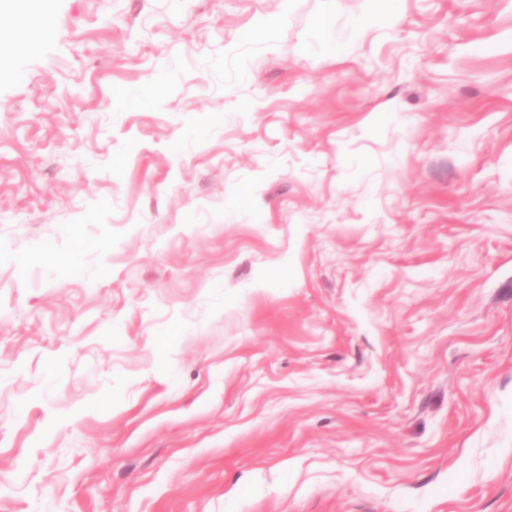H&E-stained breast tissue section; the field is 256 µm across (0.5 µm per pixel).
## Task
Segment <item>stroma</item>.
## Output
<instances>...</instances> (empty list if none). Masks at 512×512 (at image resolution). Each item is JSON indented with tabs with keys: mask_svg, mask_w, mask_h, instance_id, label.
Listing matches in <instances>:
<instances>
[{
	"mask_svg": "<svg viewBox=\"0 0 512 512\" xmlns=\"http://www.w3.org/2000/svg\"><path fill=\"white\" fill-rule=\"evenodd\" d=\"M0 512H512V0H0Z\"/></svg>",
	"mask_w": 512,
	"mask_h": 512,
	"instance_id": "35a3bbf8",
	"label": "stroma"
}]
</instances>
